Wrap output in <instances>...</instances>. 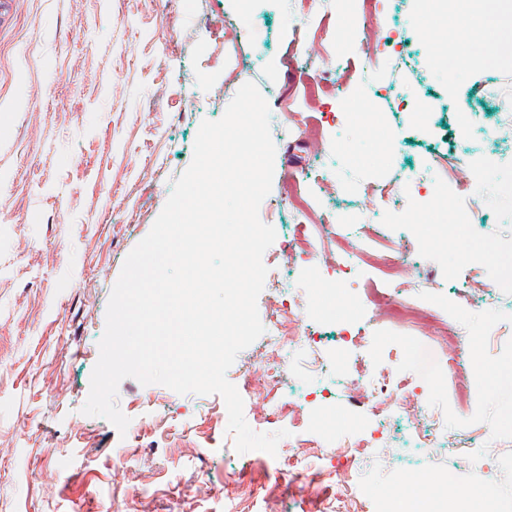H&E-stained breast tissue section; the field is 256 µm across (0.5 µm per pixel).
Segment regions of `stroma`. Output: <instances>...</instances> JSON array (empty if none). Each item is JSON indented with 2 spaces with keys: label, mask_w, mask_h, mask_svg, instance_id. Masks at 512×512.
<instances>
[{
  "label": "stroma",
  "mask_w": 512,
  "mask_h": 512,
  "mask_svg": "<svg viewBox=\"0 0 512 512\" xmlns=\"http://www.w3.org/2000/svg\"><path fill=\"white\" fill-rule=\"evenodd\" d=\"M0 23V512H328L340 486L356 512H384L396 489L422 497L443 480L512 512V56L476 63L481 0H391L410 66L390 76L367 64L354 40L357 0H8ZM328 26H320L321 17ZM321 27L294 70L292 29ZM346 71L355 98L326 88L301 105L278 88ZM255 83L270 110L276 147L267 212L291 175L325 167L343 237L325 241L294 270L306 328L329 354L303 381L306 453L321 467L278 469L263 451L238 453L220 395L178 394L120 382L126 432L84 415L106 308L125 258L150 231L190 165L202 121L222 118L230 90ZM39 109H31V101ZM302 126L286 150L279 131ZM466 148L455 185H438L431 157L448 134ZM391 184L387 202L367 190ZM479 223L463 222V202ZM383 226L386 251L423 254L421 269L388 294L427 302L460 331L470 390L457 401L450 355L414 332L392 331L364 309L378 282L355 262L358 233ZM351 272L338 279L335 256ZM365 330L361 343L339 330ZM416 386L420 403L448 420L437 447L411 448L400 421L358 406L356 375L380 371ZM364 438V456L340 448ZM195 494L184 500L183 486Z\"/></svg>",
  "instance_id": "obj_1"
}]
</instances>
